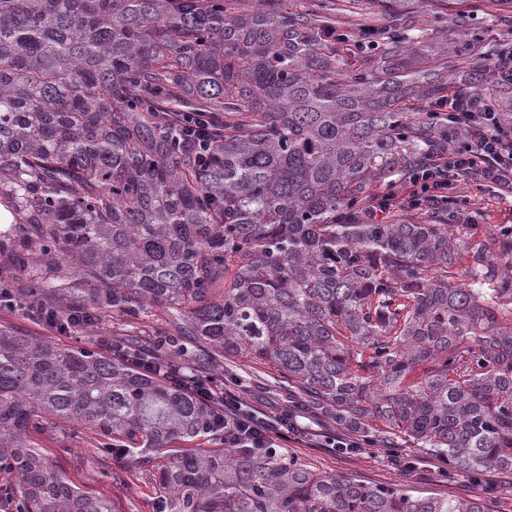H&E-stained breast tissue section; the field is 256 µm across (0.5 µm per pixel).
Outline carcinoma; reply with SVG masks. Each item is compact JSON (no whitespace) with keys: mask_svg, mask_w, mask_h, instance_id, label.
<instances>
[{"mask_svg":"<svg viewBox=\"0 0 512 512\" xmlns=\"http://www.w3.org/2000/svg\"><path fill=\"white\" fill-rule=\"evenodd\" d=\"M0 0V280L18 302L160 319L104 351L0 328V497L112 512L31 433L84 426L134 461L156 512H492L370 486L264 448H214L212 408L163 375L238 386L226 356L380 448H427L474 481L512 475V229L456 234L448 203L364 217L436 148L452 29H369L339 50L326 0ZM490 98L509 77L474 72ZM211 122L204 150L184 114ZM469 280L458 277L461 253ZM427 368L411 380L418 364ZM200 439L205 448H178Z\"/></svg>","mask_w":512,"mask_h":512,"instance_id":"cac0c4a2","label":"carcinoma"}]
</instances>
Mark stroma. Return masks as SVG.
<instances>
[{"instance_id":"obj_1","label":"stroma","mask_w":512,"mask_h":512,"mask_svg":"<svg viewBox=\"0 0 512 512\" xmlns=\"http://www.w3.org/2000/svg\"><path fill=\"white\" fill-rule=\"evenodd\" d=\"M331 2L339 10V32L353 40L361 29L387 26L397 14L428 25L435 18H443L449 28L459 32L461 41L482 46L504 44L512 38V29L498 21L499 16H512V0H362L354 13L341 11L345 0ZM467 200L479 209L480 217L477 225L462 228L461 236L482 241L488 254L497 256L495 230L498 225L512 224V197L487 186H472ZM0 325L61 346H85L93 339L85 331L76 335L55 331L16 309L1 310ZM224 365L253 385L251 404L271 410L281 404L282 397L266 368L239 356L225 358ZM35 439L70 481L92 495L110 500L114 512H154L155 492L150 482L134 472L126 458L94 448L86 429L59 422L36 434ZM291 453L313 469L352 475L369 485L401 484L445 498L487 496L492 500L493 512H512V481L495 471L488 472L479 483L464 476L444 478L439 473V461L422 450L417 453V469L410 473L395 467L388 455L375 447L354 454H335L311 445L292 448Z\"/></svg>"}]
</instances>
